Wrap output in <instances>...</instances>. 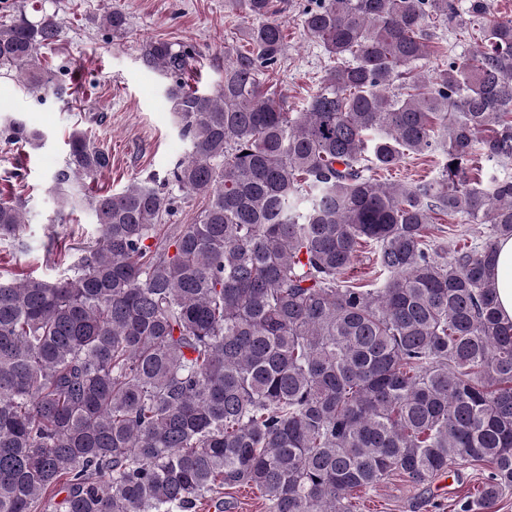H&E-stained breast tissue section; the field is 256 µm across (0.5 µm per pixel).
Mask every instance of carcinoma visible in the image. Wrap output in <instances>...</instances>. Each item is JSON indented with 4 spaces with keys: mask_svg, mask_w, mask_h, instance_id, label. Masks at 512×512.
<instances>
[{
    "mask_svg": "<svg viewBox=\"0 0 512 512\" xmlns=\"http://www.w3.org/2000/svg\"><path fill=\"white\" fill-rule=\"evenodd\" d=\"M249 46L214 90L192 86V48L164 39L143 63L188 155L163 186L74 185L112 156L73 132L54 177L59 212L88 209L100 238L52 279L0 275V512H196L225 489L269 512H359L354 494L393 473L416 486L484 468L477 499L512 490V321L490 277L512 237V19L485 0H305L304 36L333 62L301 112L259 74L287 47L279 0H228ZM475 23L480 43L414 72L430 28ZM114 35L129 16H102ZM62 32L43 8L0 24V71L28 90L64 87L38 51ZM6 143L39 144L19 118ZM438 176L373 175L410 154ZM486 181L467 177L475 157ZM205 200L193 224L181 200ZM438 215L487 224L463 246L429 240ZM25 204L0 198V247ZM364 245L378 277H347Z\"/></svg>",
    "mask_w": 512,
    "mask_h": 512,
    "instance_id": "1",
    "label": "carcinoma"
}]
</instances>
